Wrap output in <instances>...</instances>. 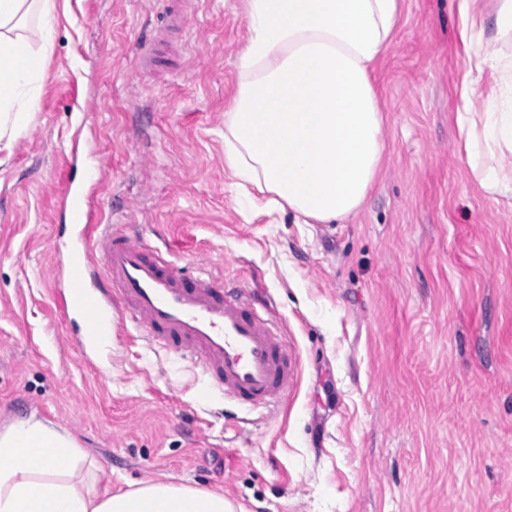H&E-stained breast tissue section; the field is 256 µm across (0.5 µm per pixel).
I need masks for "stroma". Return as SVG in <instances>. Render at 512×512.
Segmentation results:
<instances>
[{"mask_svg":"<svg viewBox=\"0 0 512 512\" xmlns=\"http://www.w3.org/2000/svg\"><path fill=\"white\" fill-rule=\"evenodd\" d=\"M460 24L459 0H403L377 184L344 223L272 224L224 168L244 0H200L149 70L154 0H56L38 108L0 165V430L39 419L113 490L163 480L232 512H512V193L484 194L460 142ZM97 170V207L181 276L263 291L295 367L276 409H238L131 325L81 356L50 285L61 193Z\"/></svg>","mask_w":512,"mask_h":512,"instance_id":"obj_1","label":"stroma"}]
</instances>
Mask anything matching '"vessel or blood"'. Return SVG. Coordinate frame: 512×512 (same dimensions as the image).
<instances>
[{
  "instance_id": "obj_1",
  "label": "vessel or blood",
  "mask_w": 512,
  "mask_h": 512,
  "mask_svg": "<svg viewBox=\"0 0 512 512\" xmlns=\"http://www.w3.org/2000/svg\"><path fill=\"white\" fill-rule=\"evenodd\" d=\"M62 209L71 237L52 294L66 320L80 325L83 357L129 322L189 358L238 404L267 409L280 401L291 377L288 350L252 292L224 291L209 276L180 278L157 248L100 223L83 187H66Z\"/></svg>"
}]
</instances>
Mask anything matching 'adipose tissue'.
Here are the masks:
<instances>
[{
	"instance_id": "obj_1",
	"label": "adipose tissue",
	"mask_w": 512,
	"mask_h": 512,
	"mask_svg": "<svg viewBox=\"0 0 512 512\" xmlns=\"http://www.w3.org/2000/svg\"><path fill=\"white\" fill-rule=\"evenodd\" d=\"M248 38L237 61L238 89L224 114V164L256 207L298 224H339L358 213L386 150L372 73L397 35L399 0H245ZM55 0H0V150L10 148L39 102L41 50L25 34L48 27ZM475 50L459 113L464 149L480 188H512V0H490L462 31ZM490 74L495 94L481 97ZM484 109L472 111L475 98ZM0 512H229L223 494L148 481L114 493L81 450L52 426L21 420L6 431Z\"/></svg>"
}]
</instances>
